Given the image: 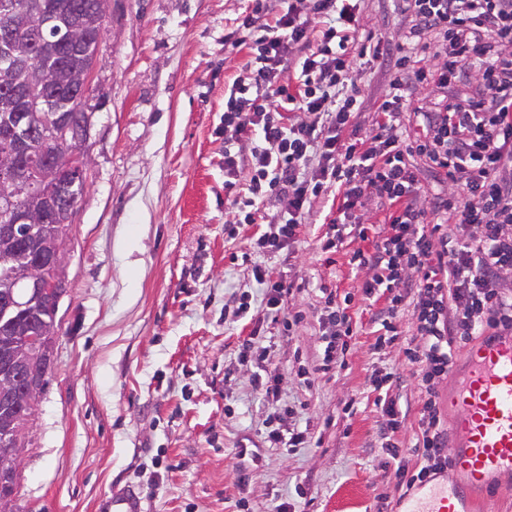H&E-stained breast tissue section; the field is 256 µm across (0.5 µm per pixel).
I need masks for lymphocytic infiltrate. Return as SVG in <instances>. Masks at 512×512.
Masks as SVG:
<instances>
[{
    "label": "lymphocytic infiltrate",
    "mask_w": 512,
    "mask_h": 512,
    "mask_svg": "<svg viewBox=\"0 0 512 512\" xmlns=\"http://www.w3.org/2000/svg\"><path fill=\"white\" fill-rule=\"evenodd\" d=\"M409 18L395 44L367 31L353 0H286L273 23L254 39L245 75L224 99V192L232 221L260 224L264 257L289 249L297 228L308 223L312 197L335 189L339 215L329 223L326 248L356 242L350 263L366 298L386 297L377 319L383 332L376 349L401 343L403 365L373 374L383 395L375 401L381 436L406 418L391 392L411 366L426 395L414 451L418 466L394 471L398 488L412 489L448 469V434L436 402L447 379L457 340L483 334L512 335V0H394ZM391 56L395 71L368 132L353 125L357 96L350 93L365 57ZM295 68L297 84L281 76ZM470 69L482 88L478 98L443 99L418 115L421 131L403 135L404 103L429 84L447 87ZM428 157L442 189L430 202L419 195L410 154ZM392 205L383 228L367 216L349 220L369 198ZM456 212L455 228L440 223ZM377 230L373 250L360 249ZM254 281L264 290L260 310L279 317L289 335L299 316L282 315L297 289L271 281L262 260ZM347 303L327 295L320 317L326 343L320 370L346 365L353 334ZM410 313L414 331L402 338L395 320ZM246 339L236 357L238 372L268 404V440L299 448L307 434L291 425L295 411L279 403V376L260 374Z\"/></svg>",
    "instance_id": "lymphocytic-infiltrate-1"
}]
</instances>
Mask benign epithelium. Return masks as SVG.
Instances as JSON below:
<instances>
[{"label":"benign epithelium","mask_w":512,"mask_h":512,"mask_svg":"<svg viewBox=\"0 0 512 512\" xmlns=\"http://www.w3.org/2000/svg\"><path fill=\"white\" fill-rule=\"evenodd\" d=\"M13 6L8 0L0 3V66L4 72L18 69L33 72L31 60L23 56L18 46L22 39L42 41L46 26L69 24L70 48L79 49L88 43H100L104 26L100 18L81 17L77 20L38 18L30 25L27 37H21L8 22ZM93 74V61H85L77 84L68 95L60 97L49 80L28 78L15 90L6 104L12 113L8 130L0 139V148L8 160L0 163V242L8 245L18 236L25 224H50L53 212L24 206L19 200L34 191L46 198L62 197L74 204L87 186V171L91 164L88 153L81 149L87 137L88 126L79 129L69 122L66 111L72 109L84 96ZM68 250L66 241L59 237L48 251L28 254L30 269L23 281L25 293L5 296L0 302V317L19 316L34 304L50 296L60 301L66 287ZM45 328L27 330L21 335L4 337V372L0 374V398L4 402L19 401L24 406L26 418L33 419L36 406L47 380L43 365L48 353ZM24 455L22 433L6 432L0 435V469H19Z\"/></svg>","instance_id":"obj_1"}]
</instances>
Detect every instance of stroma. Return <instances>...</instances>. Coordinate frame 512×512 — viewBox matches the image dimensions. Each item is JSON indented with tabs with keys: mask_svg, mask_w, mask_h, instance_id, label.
Wrapping results in <instances>:
<instances>
[{
	"mask_svg": "<svg viewBox=\"0 0 512 512\" xmlns=\"http://www.w3.org/2000/svg\"><path fill=\"white\" fill-rule=\"evenodd\" d=\"M363 23L396 41L403 22L388 0H360ZM253 0H109L105 35L86 95L91 157L87 189L69 230L53 368L30 425L16 512H95L104 494L141 490L148 512H401L391 474L414 466L416 409L394 434L392 459L376 430L374 370L400 362L379 354L376 304L349 265L352 243L323 251L332 194L311 202L287 257L268 275L292 274L301 291L286 305L301 321L290 337L271 321L235 320L224 304L248 292L242 259L259 230L224 231V95L250 59L243 36ZM393 74L386 59L358 80L356 121L372 124ZM350 297L347 366L315 372L323 356L324 290ZM270 338V370L313 446L269 442L268 410L236 373L252 330ZM354 413H343L346 402Z\"/></svg>",
	"mask_w": 512,
	"mask_h": 512,
	"instance_id": "1",
	"label": "stroma"
}]
</instances>
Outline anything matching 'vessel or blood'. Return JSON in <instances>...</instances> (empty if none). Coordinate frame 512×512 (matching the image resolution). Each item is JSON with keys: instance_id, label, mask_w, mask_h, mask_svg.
<instances>
[{"instance_id": "b4317fda", "label": "vessel or blood", "mask_w": 512, "mask_h": 512, "mask_svg": "<svg viewBox=\"0 0 512 512\" xmlns=\"http://www.w3.org/2000/svg\"><path fill=\"white\" fill-rule=\"evenodd\" d=\"M448 408L461 438L451 459L460 478L409 499L405 512H465L469 487L485 483L495 496L512 491V336H483L471 346ZM96 512L147 510L143 496L126 489L100 497Z\"/></svg>"}]
</instances>
